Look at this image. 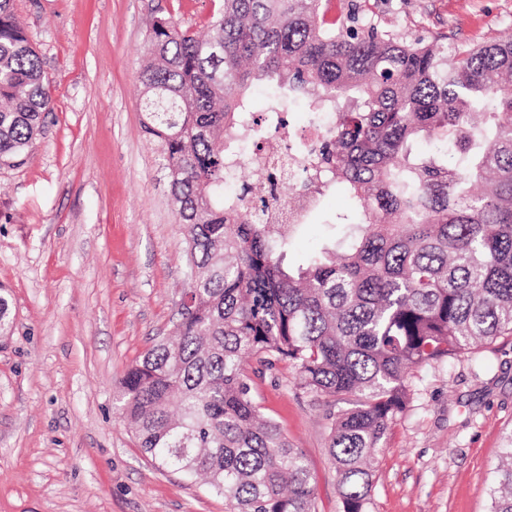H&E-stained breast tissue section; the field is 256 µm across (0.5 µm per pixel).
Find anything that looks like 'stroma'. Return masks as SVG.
Returning <instances> with one entry per match:
<instances>
[{"mask_svg":"<svg viewBox=\"0 0 512 512\" xmlns=\"http://www.w3.org/2000/svg\"><path fill=\"white\" fill-rule=\"evenodd\" d=\"M414 38L454 44L512 31V0H362ZM222 0H15L53 110L17 167H0V512H225L224 498L160 470L120 414V380L169 336L185 241L158 146L142 127L150 24L200 29ZM352 201L330 186L289 264L343 241ZM263 412L305 456L316 512H339L324 400L286 365L253 374ZM412 401L376 450L370 512H488L512 446V337L415 369Z\"/></svg>","mask_w":512,"mask_h":512,"instance_id":"stroma-1","label":"stroma"}]
</instances>
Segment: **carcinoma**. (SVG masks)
Returning <instances> with one entry per match:
<instances>
[{
	"instance_id": "cac0c4a2",
	"label": "carcinoma",
	"mask_w": 512,
	"mask_h": 512,
	"mask_svg": "<svg viewBox=\"0 0 512 512\" xmlns=\"http://www.w3.org/2000/svg\"><path fill=\"white\" fill-rule=\"evenodd\" d=\"M140 73L143 127L186 235L189 305L121 379V409L161 469L202 477L227 512H315L304 455L262 412L249 362L296 370L347 407L326 415L342 512H369L370 459L412 400V371L512 337V32L466 46L411 38L357 0H223L200 36L157 16ZM256 81L275 87L255 111ZM0 165L24 162L51 99L40 58L0 0ZM336 128L310 152L354 211L342 251L284 265L294 225L257 187L225 190L239 150L276 138L281 104ZM452 141L455 162L415 149ZM307 184L277 169L266 182ZM512 512V448L490 487Z\"/></svg>"
}]
</instances>
